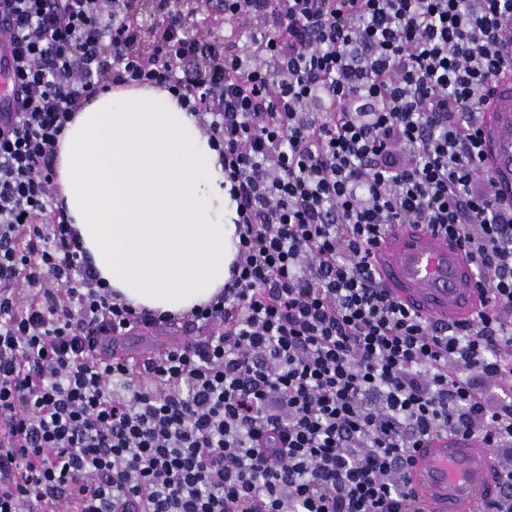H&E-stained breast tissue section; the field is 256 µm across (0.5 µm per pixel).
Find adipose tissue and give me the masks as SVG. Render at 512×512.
<instances>
[{
	"mask_svg": "<svg viewBox=\"0 0 512 512\" xmlns=\"http://www.w3.org/2000/svg\"><path fill=\"white\" fill-rule=\"evenodd\" d=\"M56 169L81 245L119 299L174 316L223 289L236 204L218 150L173 92L99 93L68 123Z\"/></svg>",
	"mask_w": 512,
	"mask_h": 512,
	"instance_id": "1",
	"label": "adipose tissue"
}]
</instances>
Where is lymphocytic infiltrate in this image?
<instances>
[{
	"mask_svg": "<svg viewBox=\"0 0 512 512\" xmlns=\"http://www.w3.org/2000/svg\"><path fill=\"white\" fill-rule=\"evenodd\" d=\"M0 0V512H409L430 435L481 438L512 512V199L483 104L512 0ZM218 4L227 36L189 29ZM177 93L218 144L231 278L184 316L113 297L58 197L67 123L116 86ZM395 224L473 261L484 309L430 322L371 263ZM156 332L157 356L116 344Z\"/></svg>",
	"mask_w": 512,
	"mask_h": 512,
	"instance_id": "lymphocytic-infiltrate-1",
	"label": "lymphocytic infiltrate"
}]
</instances>
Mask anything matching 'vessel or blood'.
I'll return each instance as SVG.
<instances>
[{"instance_id":"1","label":"vessel or blood","mask_w":512,"mask_h":512,"mask_svg":"<svg viewBox=\"0 0 512 512\" xmlns=\"http://www.w3.org/2000/svg\"><path fill=\"white\" fill-rule=\"evenodd\" d=\"M487 167L501 193L512 197V76L501 78L485 107ZM376 266L392 296L434 321L472 317L481 293L474 268L453 242L427 226L400 224L375 248ZM408 476L419 512H480L501 481L482 441L439 434L412 456Z\"/></svg>"}]
</instances>
